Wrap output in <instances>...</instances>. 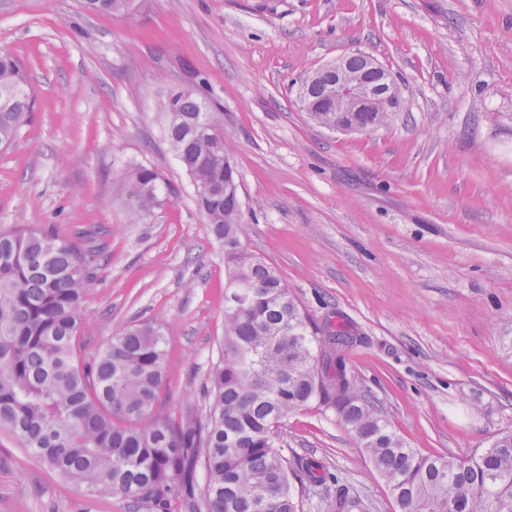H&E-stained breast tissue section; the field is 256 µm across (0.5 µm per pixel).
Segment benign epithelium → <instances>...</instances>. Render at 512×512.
<instances>
[{
	"instance_id": "1",
	"label": "benign epithelium",
	"mask_w": 512,
	"mask_h": 512,
	"mask_svg": "<svg viewBox=\"0 0 512 512\" xmlns=\"http://www.w3.org/2000/svg\"><path fill=\"white\" fill-rule=\"evenodd\" d=\"M354 58L363 64V79L355 85H348L343 82V75L348 62ZM396 86L387 68L373 56L355 50L314 70L306 78L301 92L302 106L307 112H317L337 102L343 117L336 129L358 131L360 126L355 120V113L399 110Z\"/></svg>"
}]
</instances>
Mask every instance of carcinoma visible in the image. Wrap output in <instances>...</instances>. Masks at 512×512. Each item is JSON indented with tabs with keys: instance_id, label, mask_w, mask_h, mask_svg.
<instances>
[{
	"instance_id": "obj_1",
	"label": "carcinoma",
	"mask_w": 512,
	"mask_h": 512,
	"mask_svg": "<svg viewBox=\"0 0 512 512\" xmlns=\"http://www.w3.org/2000/svg\"><path fill=\"white\" fill-rule=\"evenodd\" d=\"M96 14L129 12L133 0H85ZM27 68L0 53V144L34 110ZM167 136L189 171L195 202L224 248L228 293L219 356L202 408L154 414L164 384L158 324L134 326L94 363L77 362L91 250L53 234L0 232V431L43 468L89 497H121L150 512H302L293 482L336 476L288 456L281 428L313 400L336 412L385 483L397 512H512V430L460 461L405 446L368 396L325 361L349 332L319 327L278 271L242 243L236 174L219 113L191 89L171 95ZM392 112H358L360 125ZM137 211L156 202L159 174L131 170ZM202 472L203 483L190 480Z\"/></svg>"
}]
</instances>
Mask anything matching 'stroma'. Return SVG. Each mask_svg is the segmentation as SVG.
<instances>
[{
	"label": "stroma",
	"mask_w": 512,
	"mask_h": 512,
	"mask_svg": "<svg viewBox=\"0 0 512 512\" xmlns=\"http://www.w3.org/2000/svg\"><path fill=\"white\" fill-rule=\"evenodd\" d=\"M0 50L24 61L36 105L0 144V230L96 232L82 363L113 336L161 324L158 413L201 400L224 334V250L166 137L186 88L224 114L246 248L320 326H345L348 375L407 447L465 459L512 428V0H0ZM370 53L404 90L390 125L315 123L301 79ZM165 187L133 214L127 174ZM284 438L335 483L303 512H395L383 481L318 401ZM42 470L0 433V512H131ZM133 0H85V7L96 14L128 13L133 7Z\"/></svg>",
	"instance_id": "1"
}]
</instances>
